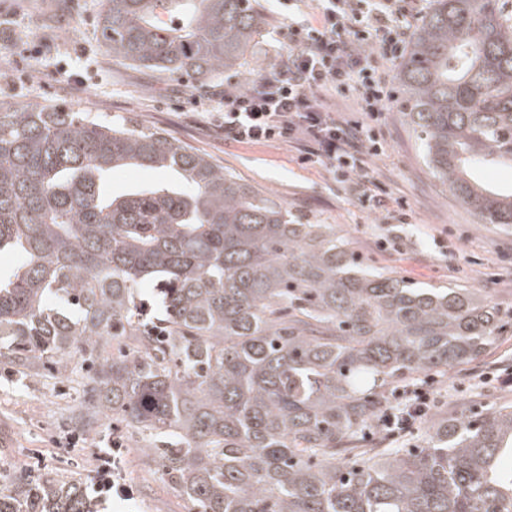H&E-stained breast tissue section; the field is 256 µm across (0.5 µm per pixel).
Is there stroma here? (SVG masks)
Returning <instances> with one entry per match:
<instances>
[{
  "label": "stroma",
  "instance_id": "1",
  "mask_svg": "<svg viewBox=\"0 0 512 512\" xmlns=\"http://www.w3.org/2000/svg\"><path fill=\"white\" fill-rule=\"evenodd\" d=\"M267 26L236 77L247 82L277 62L287 43L275 0H258ZM101 0H0V101L58 109L83 106L94 119L162 130L242 183L271 194L313 224L335 225L368 264L423 287L464 284L489 297L503 329L484 354L437 378L435 418L470 416L512 404L500 386L512 370V230L483 222L436 178L424 144L394 100L378 127L384 147L370 172L387 208L407 203L413 221L384 223L364 210L333 175L304 163L294 148L224 141L215 103L205 90L223 77L184 79L105 53L96 19ZM87 363L74 357L66 375L29 377L0 363V487L41 474L91 488L96 449L120 439L119 472L132 501H96L95 512H189L161 477L140 435L93 410Z\"/></svg>",
  "mask_w": 512,
  "mask_h": 512
}]
</instances>
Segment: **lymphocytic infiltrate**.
Wrapping results in <instances>:
<instances>
[{"label": "lymphocytic infiltrate", "instance_id": "f902f5d3", "mask_svg": "<svg viewBox=\"0 0 512 512\" xmlns=\"http://www.w3.org/2000/svg\"><path fill=\"white\" fill-rule=\"evenodd\" d=\"M288 8V48L272 69L241 83L226 81L211 92L224 109V140L277 142L298 149L302 162L341 174L345 189L361 207L384 211L380 194L365 189L367 161L382 152L375 129L393 91L386 62L405 50L415 13L407 0H283ZM353 101L357 116L333 108L330 97ZM376 427L385 436L409 433L437 406L420 387L398 390ZM101 499L132 500L134 490L112 469L108 449L96 455Z\"/></svg>", "mask_w": 512, "mask_h": 512}]
</instances>
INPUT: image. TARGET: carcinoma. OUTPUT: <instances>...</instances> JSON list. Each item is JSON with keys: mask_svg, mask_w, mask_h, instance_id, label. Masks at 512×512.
<instances>
[{"mask_svg": "<svg viewBox=\"0 0 512 512\" xmlns=\"http://www.w3.org/2000/svg\"><path fill=\"white\" fill-rule=\"evenodd\" d=\"M266 19L253 0H106L105 50L171 75L236 71ZM434 174L482 219L512 193V19L432 0L397 69ZM128 165L175 186L112 193ZM0 359L92 364L96 410L143 436L191 512H512V405L443 419L425 446L365 448L395 389L476 359L500 311L361 261L162 131L0 103ZM112 343V354L100 349ZM0 512H91L79 483L0 488Z\"/></svg>", "mask_w": 512, "mask_h": 512, "instance_id": "cac0c4a2", "label": "carcinoma"}]
</instances>
